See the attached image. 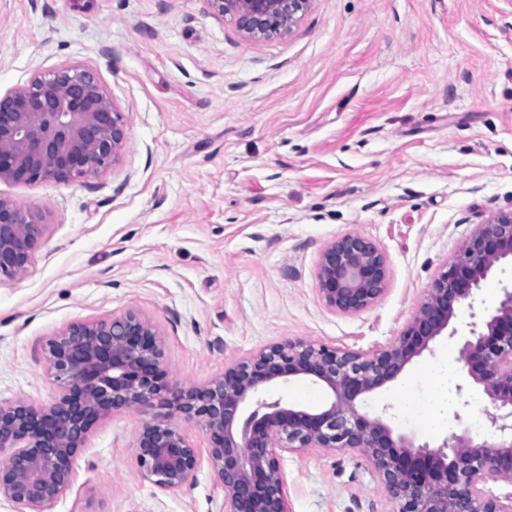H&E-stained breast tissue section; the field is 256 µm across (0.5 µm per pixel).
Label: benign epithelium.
<instances>
[{
	"mask_svg": "<svg viewBox=\"0 0 512 512\" xmlns=\"http://www.w3.org/2000/svg\"><path fill=\"white\" fill-rule=\"evenodd\" d=\"M248 38L284 36L312 0H207ZM121 113L88 69L67 68L34 77L0 96V181L68 183L113 166L124 147ZM40 215L0 197V277L23 275L40 245ZM512 262V209L480 225L443 266L418 311L385 348L361 353L304 341L273 344L224 367L202 387L171 395L157 329L127 311L110 319L73 323L47 342L55 402L0 405V497L15 512H47L68 486L74 456L111 413L159 404L163 420L136 440L142 476L167 493L192 484L195 447L178 417L207 442L208 464L224 487V512H288L285 453L358 452L384 484L393 512H512V491L495 496L492 481L512 485V290L481 322L469 324L460 351L467 375L483 387L494 413L493 435L455 434L438 447L415 445L379 417L358 409L361 399L399 377L430 349L456 310L473 305L481 282ZM325 303L344 314L366 310L384 294L387 260L358 234L330 244L319 261ZM325 387L330 402L308 410L278 399L269 387L293 377Z\"/></svg>",
	"mask_w": 512,
	"mask_h": 512,
	"instance_id": "1",
	"label": "benign epithelium"
}]
</instances>
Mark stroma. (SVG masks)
Listing matches in <instances>:
<instances>
[{
  "label": "stroma",
  "instance_id": "obj_1",
  "mask_svg": "<svg viewBox=\"0 0 512 512\" xmlns=\"http://www.w3.org/2000/svg\"><path fill=\"white\" fill-rule=\"evenodd\" d=\"M94 71L125 123L119 161L71 182H0L46 226L28 271L0 279V405L48 406L45 345L74 322L128 310L164 339L177 389L288 340L390 344L466 239L512 209V0H313L285 37L248 39L206 0H0V95L36 75ZM356 233L387 257L385 293L343 314L319 292L322 252ZM497 266L455 335L437 337L360 411L435 447L486 407L459 352L497 307ZM456 363L448 406L412 416ZM271 400L318 408L297 378ZM153 407L115 414L77 453L48 512H224L203 461L172 495L145 479L135 442ZM289 512H391L354 452L283 454Z\"/></svg>",
  "mask_w": 512,
  "mask_h": 512
}]
</instances>
